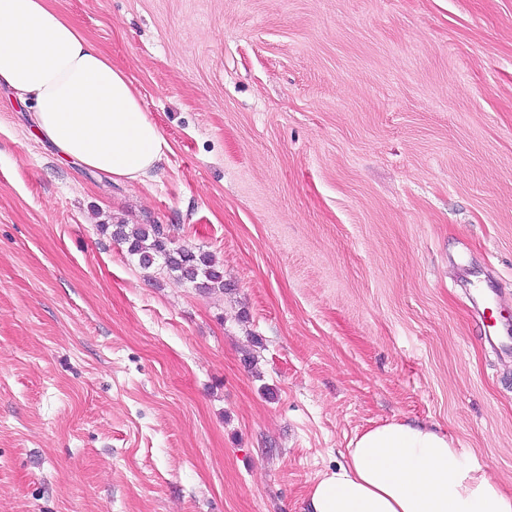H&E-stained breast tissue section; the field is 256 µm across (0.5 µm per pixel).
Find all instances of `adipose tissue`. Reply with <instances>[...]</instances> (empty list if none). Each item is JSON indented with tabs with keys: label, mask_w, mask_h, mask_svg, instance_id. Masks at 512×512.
I'll return each mask as SVG.
<instances>
[{
	"label": "adipose tissue",
	"mask_w": 512,
	"mask_h": 512,
	"mask_svg": "<svg viewBox=\"0 0 512 512\" xmlns=\"http://www.w3.org/2000/svg\"><path fill=\"white\" fill-rule=\"evenodd\" d=\"M32 102L58 156L139 181L171 147L125 72L51 0H0V89ZM306 512H512V489L454 439L389 421L357 434L310 488Z\"/></svg>",
	"instance_id": "adipose-tissue-1"
}]
</instances>
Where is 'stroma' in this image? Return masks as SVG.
Listing matches in <instances>:
<instances>
[{
	"instance_id": "35a3bbf8",
	"label": "stroma",
	"mask_w": 512,
	"mask_h": 512,
	"mask_svg": "<svg viewBox=\"0 0 512 512\" xmlns=\"http://www.w3.org/2000/svg\"><path fill=\"white\" fill-rule=\"evenodd\" d=\"M54 5L171 150L112 180L0 91V512H304L390 420L512 486V0ZM99 231L127 245V252L140 267L149 269L158 260L169 272L196 288L223 292L224 271L214 257L204 251L173 246L172 239L158 224H99Z\"/></svg>"
}]
</instances>
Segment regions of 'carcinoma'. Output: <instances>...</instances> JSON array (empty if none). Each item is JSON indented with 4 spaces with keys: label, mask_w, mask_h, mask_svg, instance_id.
Masks as SVG:
<instances>
[{
    "label": "carcinoma",
    "mask_w": 512,
    "mask_h": 512,
    "mask_svg": "<svg viewBox=\"0 0 512 512\" xmlns=\"http://www.w3.org/2000/svg\"><path fill=\"white\" fill-rule=\"evenodd\" d=\"M99 231L127 245V252L148 269L157 261L175 276L196 288L224 291V271L214 257L204 251H194L173 245L172 239L158 224H100Z\"/></svg>",
    "instance_id": "obj_1"
}]
</instances>
